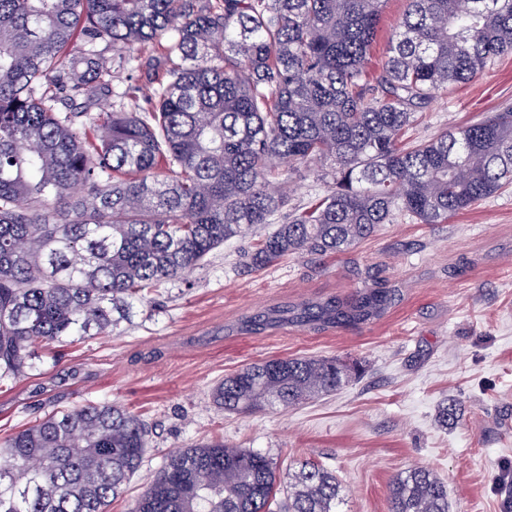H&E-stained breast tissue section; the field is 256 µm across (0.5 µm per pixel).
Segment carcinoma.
Segmentation results:
<instances>
[{"label": "carcinoma", "instance_id": "cac0c4a2", "mask_svg": "<svg viewBox=\"0 0 512 512\" xmlns=\"http://www.w3.org/2000/svg\"><path fill=\"white\" fill-rule=\"evenodd\" d=\"M469 2L408 0L370 77L384 0H0V382L35 369L39 347L112 335L267 224L255 271L343 254L397 214L443 224L511 186L512 109L406 142L435 91L512 53V0ZM298 170L328 189L284 215ZM394 301L367 287L245 316L239 331L356 326ZM358 369L273 358L212 399L288 409ZM148 445L120 405L53 411L0 442V512H108ZM279 490L270 456L212 439L168 455L130 512H272ZM389 499L390 512H448L447 485L423 467ZM342 503L336 476L307 462L278 508Z\"/></svg>", "mask_w": 512, "mask_h": 512}]
</instances>
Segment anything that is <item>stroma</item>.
I'll return each instance as SVG.
<instances>
[{
	"label": "stroma",
	"instance_id": "1",
	"mask_svg": "<svg viewBox=\"0 0 512 512\" xmlns=\"http://www.w3.org/2000/svg\"><path fill=\"white\" fill-rule=\"evenodd\" d=\"M512 106V54L477 78L436 91L412 140ZM255 234L138 305L118 333L45 349L35 371L0 387V439L45 413L108 401L149 425L142 467L110 512H129L169 452L211 439L265 453L280 480L314 461L346 493L345 512H389V487L424 466L448 487V512H512V188L443 224L396 216L335 257L241 264ZM395 289L381 317L355 328L284 327L243 335L242 317L285 304ZM365 367L336 394L288 410H219L225 375L278 357ZM456 419L440 425L443 403Z\"/></svg>",
	"mask_w": 512,
	"mask_h": 512
}]
</instances>
